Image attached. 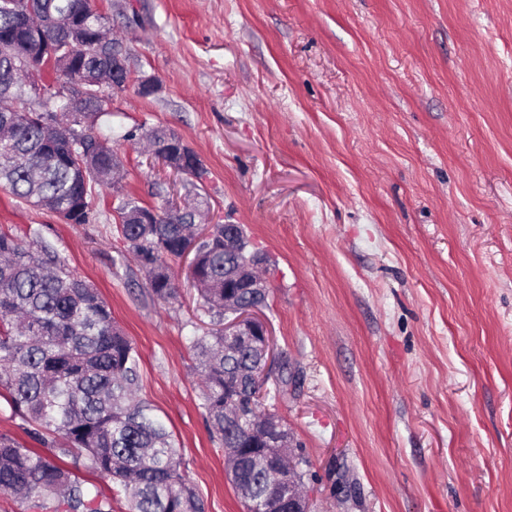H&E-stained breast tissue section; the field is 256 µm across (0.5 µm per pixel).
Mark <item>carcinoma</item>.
Instances as JSON below:
<instances>
[{"mask_svg": "<svg viewBox=\"0 0 512 512\" xmlns=\"http://www.w3.org/2000/svg\"><path fill=\"white\" fill-rule=\"evenodd\" d=\"M31 28L18 23L15 6L0 0V126L11 135L0 140V187L26 204L47 209L68 224H89L96 215L95 187H112L119 161L109 139L93 132L103 98L86 112H68L55 98V86L73 83L101 68L93 42L101 23L96 0H24ZM79 37H69L74 24ZM27 60L19 69L16 59ZM37 77L46 89L45 105L70 113L74 137L65 128L44 135L42 112H24L27 84ZM148 203L131 192L112 204L115 229L126 251L149 275L152 296L175 300L180 287L168 261L180 257L193 236L192 214L171 224H129L130 212ZM202 279L196 304L212 328L192 336L190 350L202 382V406L210 431L222 448H240L245 460H227L233 486H252V498L274 512L278 492L302 482V457L288 448H264L254 432L275 414L261 410L260 398L279 392L270 380L256 342L243 340L224 349V267L236 261L224 253V225L216 224L198 247ZM140 388V355L134 341L112 318L98 289L68 269L39 228L20 239L0 232V389L37 443L45 434L64 443L45 455L0 435V495L21 496L30 512H112V496L81 476L107 477L112 490L128 500L129 512H204L182 469L180 448L149 403L135 399Z\"/></svg>", "mask_w": 512, "mask_h": 512, "instance_id": "1", "label": "carcinoma"}]
</instances>
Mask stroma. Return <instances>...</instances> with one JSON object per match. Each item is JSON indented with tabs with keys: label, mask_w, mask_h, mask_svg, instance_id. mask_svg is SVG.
<instances>
[{
	"label": "stroma",
	"mask_w": 512,
	"mask_h": 512,
	"mask_svg": "<svg viewBox=\"0 0 512 512\" xmlns=\"http://www.w3.org/2000/svg\"><path fill=\"white\" fill-rule=\"evenodd\" d=\"M100 2L130 49L95 126L125 190L163 206L165 183L268 258L311 512H512V0ZM158 126L203 182L125 138ZM31 227L135 342L205 512H246L201 406L194 291L154 299L109 206L68 224L0 188V232Z\"/></svg>",
	"instance_id": "1"
}]
</instances>
